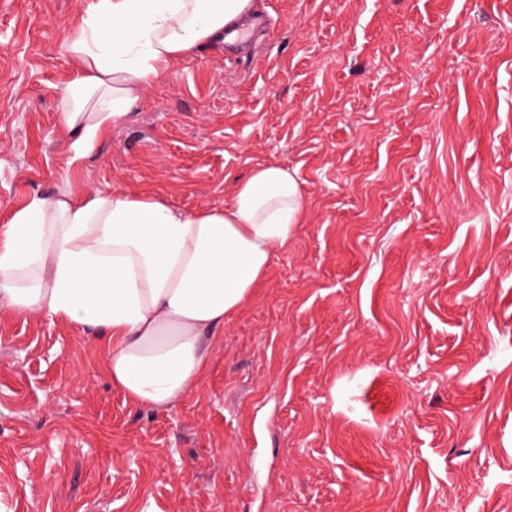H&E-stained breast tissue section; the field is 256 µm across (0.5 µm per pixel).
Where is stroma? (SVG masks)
<instances>
[{
  "label": "stroma",
  "instance_id": "obj_1",
  "mask_svg": "<svg viewBox=\"0 0 512 512\" xmlns=\"http://www.w3.org/2000/svg\"><path fill=\"white\" fill-rule=\"evenodd\" d=\"M91 0H0V224L65 187L305 218L168 410L84 328L0 312V512H512V0H254L80 168L58 122Z\"/></svg>",
  "mask_w": 512,
  "mask_h": 512
}]
</instances>
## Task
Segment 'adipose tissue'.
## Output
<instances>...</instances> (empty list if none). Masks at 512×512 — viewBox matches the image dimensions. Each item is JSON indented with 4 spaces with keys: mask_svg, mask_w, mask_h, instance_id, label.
<instances>
[{
    "mask_svg": "<svg viewBox=\"0 0 512 512\" xmlns=\"http://www.w3.org/2000/svg\"><path fill=\"white\" fill-rule=\"evenodd\" d=\"M252 0H92L72 28L74 74L59 94L73 161L92 155L176 62L223 40ZM305 216L275 164L237 181L231 203L190 210L152 192L64 189L0 225V310L102 332L115 387L167 410L193 391L208 342L248 298Z\"/></svg>",
    "mask_w": 512,
    "mask_h": 512,
    "instance_id": "adipose-tissue-1",
    "label": "adipose tissue"
}]
</instances>
